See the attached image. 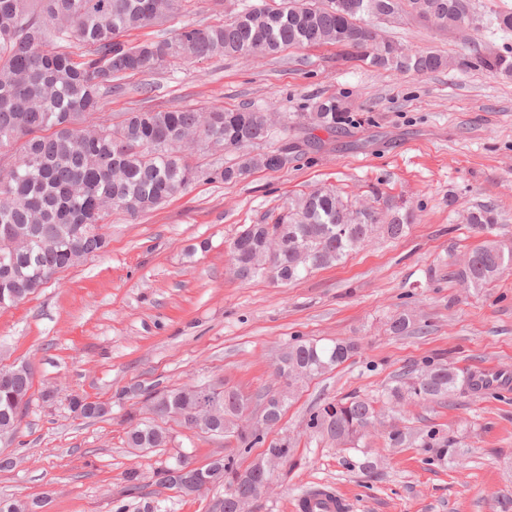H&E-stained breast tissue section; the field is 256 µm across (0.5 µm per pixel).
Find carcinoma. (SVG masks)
<instances>
[{
    "instance_id": "obj_1",
    "label": "carcinoma",
    "mask_w": 512,
    "mask_h": 512,
    "mask_svg": "<svg viewBox=\"0 0 512 512\" xmlns=\"http://www.w3.org/2000/svg\"><path fill=\"white\" fill-rule=\"evenodd\" d=\"M187 0H0V307L15 306L46 284L43 276L68 269L82 259L102 254L109 246L105 231L109 204L132 217L153 210L185 193L200 178L228 185L245 181L255 170L277 171L288 165V129L283 144L260 151L271 131L266 115L251 108L207 112L185 107L172 111L127 112L118 124L82 128V120L100 108L103 94L126 75L144 73L167 59L186 54L201 59L274 54L290 47L333 44L353 50L361 61L387 71L424 76L453 66L478 67L493 76L512 74V46L457 60L424 50H405L377 40L362 18L398 23H423L436 11L451 25L474 21L472 0H352L350 11L336 0H280L271 6L242 4L224 23L199 28L182 24L169 40L130 44L124 33L158 20L180 21ZM490 28L512 34V10L497 11ZM76 42L73 53L55 46ZM297 118L312 129L330 133L350 123L346 102L328 96L314 111ZM189 145L205 152L234 151L236 161L205 171L183 154ZM393 214L386 222L377 209L361 210L334 189L318 190L288 200L270 221L248 224L233 240L230 256L242 281L265 277L289 284L312 270L340 262L350 251L376 236L399 240L415 221L414 212L384 201ZM467 221L481 233L493 229L496 210L482 206ZM14 242L9 249L5 240ZM512 270V247L488 241L460 263H448V279L480 291ZM428 324L402 312L390 319L397 336L425 333ZM358 352L353 341L319 345L297 337L282 351L277 377L285 387L251 396L237 389L217 391L180 386L144 390L148 417H128L127 445L164 448L173 442L167 424L190 429L186 418L206 402L211 404V431L237 442V452L210 460L200 470L182 473L170 464L157 473L167 489L181 482L207 481L224 485L222 512H237V501L256 495L255 481L239 477L240 455L264 438L259 426L281 420L302 381L318 376ZM33 370L18 368L10 386L0 388V440L16 436L19 420L31 399ZM463 386L477 382L444 363L429 362L399 374L376 398L346 397L323 406L309 428L327 436L336 447L355 449L381 411L376 404L395 407L412 401L444 403ZM260 419L251 422L253 400ZM73 411L85 419L110 415L107 404L86 397L71 399ZM387 445H416L430 460L444 465L457 453V441L438 431L412 432L389 426ZM275 455L293 462L288 440L269 444L263 457Z\"/></svg>"
}]
</instances>
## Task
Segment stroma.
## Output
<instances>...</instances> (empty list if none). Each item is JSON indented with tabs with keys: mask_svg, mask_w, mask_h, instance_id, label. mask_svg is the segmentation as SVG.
Segmentation results:
<instances>
[{
	"mask_svg": "<svg viewBox=\"0 0 512 512\" xmlns=\"http://www.w3.org/2000/svg\"><path fill=\"white\" fill-rule=\"evenodd\" d=\"M382 32L453 57L503 42L485 27L467 44L414 22ZM124 84L125 92L101 100L115 119L139 109L250 107L271 113L277 131L287 114L341 95L352 122L332 134L316 130L319 147L292 153L282 170L259 169L236 185L201 179L136 218L112 212L106 253L0 308V366L26 359L35 368L32 402L7 448L19 462L0 471V497L47 492L48 512H214L223 488L182 498L155 473L180 452L199 465L224 455L223 438L177 426L169 447L141 451L126 444L125 414L146 387L223 383L252 395L275 388L279 353L302 336L353 341L360 351L299 385L267 434L290 441L293 462L251 512H298L302 494L327 485L351 512H501L512 501V385L396 412L398 425L433 427L459 441L461 456L445 466L418 448L387 447L377 431L364 452H343L307 424L337 399L378 396L412 364L512 374V272L479 292L428 279L429 270L485 241L512 240V78L475 68L425 76L378 70L322 46L249 60L182 55ZM331 186L364 202L383 194L412 209L415 222L405 238L374 240L291 285L233 276L229 248L242 225ZM482 205L501 219L486 234L464 221ZM205 240L209 250L199 251ZM404 310L423 317L428 333L389 334V318ZM75 394L110 401L111 415L76 417ZM366 460L374 473L361 469ZM131 469L143 474V488L129 487Z\"/></svg>",
	"mask_w": 512,
	"mask_h": 512,
	"instance_id": "stroma-1",
	"label": "stroma"
}]
</instances>
